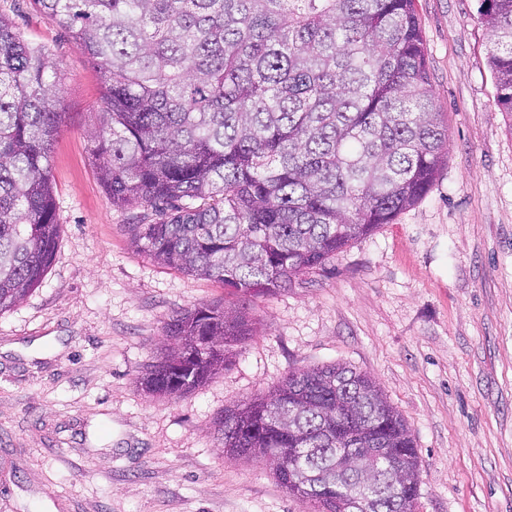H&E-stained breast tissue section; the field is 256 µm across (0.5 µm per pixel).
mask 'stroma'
Listing matches in <instances>:
<instances>
[{
  "label": "stroma",
  "mask_w": 512,
  "mask_h": 512,
  "mask_svg": "<svg viewBox=\"0 0 512 512\" xmlns=\"http://www.w3.org/2000/svg\"><path fill=\"white\" fill-rule=\"evenodd\" d=\"M480 0H415L448 161L394 223L322 269L246 297L136 252L154 210L114 207L89 131L104 82L29 0L0 14L62 78L50 168L60 231L42 283L0 313V512H315L215 422L290 373L371 376L418 456L416 512H512V115L495 104ZM246 306L256 334L178 397L140 378L173 312Z\"/></svg>",
  "instance_id": "obj_1"
}]
</instances>
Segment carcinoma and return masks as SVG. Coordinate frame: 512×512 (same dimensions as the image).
<instances>
[{
  "instance_id": "carcinoma-1",
  "label": "carcinoma",
  "mask_w": 512,
  "mask_h": 512,
  "mask_svg": "<svg viewBox=\"0 0 512 512\" xmlns=\"http://www.w3.org/2000/svg\"><path fill=\"white\" fill-rule=\"evenodd\" d=\"M414 2L32 0L101 70L98 178L113 206L159 215L133 225V246L245 295L322 268L432 188L448 133ZM479 15L512 114V0H481ZM60 99L56 58L0 15V312L55 253ZM254 333L243 305L179 311L142 386L184 395ZM217 427L225 454L262 460L321 512H415L414 441L362 373H292Z\"/></svg>"
}]
</instances>
